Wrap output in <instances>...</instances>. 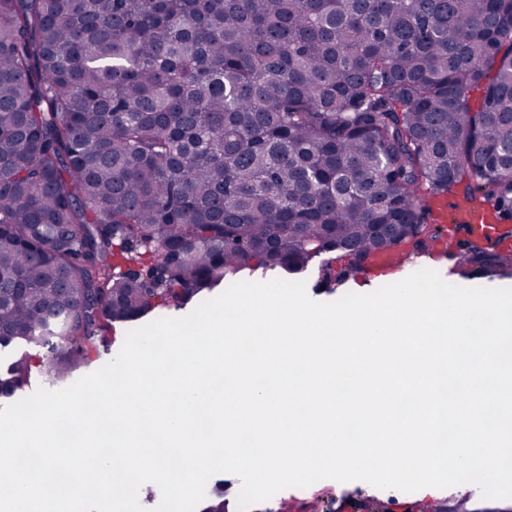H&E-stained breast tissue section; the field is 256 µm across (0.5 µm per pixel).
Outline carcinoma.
<instances>
[{
  "instance_id": "cac0c4a2",
  "label": "carcinoma",
  "mask_w": 512,
  "mask_h": 512,
  "mask_svg": "<svg viewBox=\"0 0 512 512\" xmlns=\"http://www.w3.org/2000/svg\"><path fill=\"white\" fill-rule=\"evenodd\" d=\"M428 193L512 220V0H0V348L52 382L242 271L427 250Z\"/></svg>"
}]
</instances>
